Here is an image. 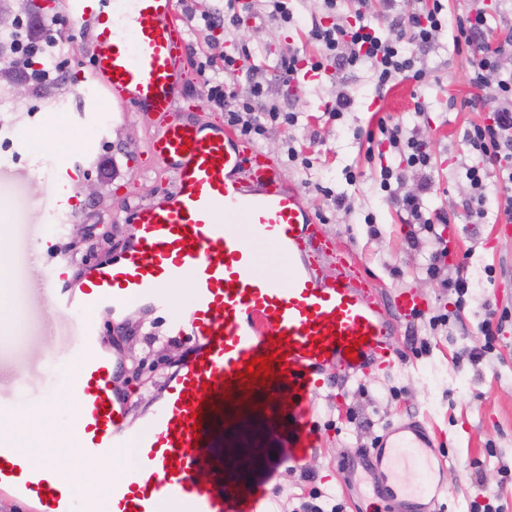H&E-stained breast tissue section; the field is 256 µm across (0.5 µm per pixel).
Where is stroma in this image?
Masks as SVG:
<instances>
[{"label": "stroma", "mask_w": 512, "mask_h": 512, "mask_svg": "<svg viewBox=\"0 0 512 512\" xmlns=\"http://www.w3.org/2000/svg\"><path fill=\"white\" fill-rule=\"evenodd\" d=\"M240 2L239 27L210 30L206 19L223 14L225 0H176L189 43L182 111L223 123L224 113L210 97L215 82L224 78L225 55L240 58L238 95L246 94L252 75L263 76L264 103L299 112V124L292 129L267 125L253 142L279 162L307 206L324 216L335 257L322 263V276H332L336 256H345L373 277L385 296L400 288L416 293L425 318L399 326L394 345L400 360L394 370L340 380L334 368L326 369L325 384L310 408L315 446L299 463L289 462L288 447L258 437L260 417L252 415L246 426L256 438L247 466L235 464L236 440L224 441L222 452L231 463L228 485L241 492L267 489L264 512L296 506L312 492L345 503L347 512H366V501L346 488L340 463L347 454L370 448L390 423L413 418L436 432L434 444L447 467L434 479L446 488L455 512H469L484 488L500 491L506 512H512V320L504 323L492 354L476 362L461 356L479 344L478 327L488 310L512 311V223L470 218L463 208L470 194L465 168L473 161L463 132L490 117L487 102L470 101L467 52L458 51L451 33H444L435 46L417 51L429 72L428 86L406 81L381 99L365 69H339L329 79L302 78L287 85L276 75L281 55L318 54L305 31L312 18L321 16V0H292L300 19L295 27L273 20L264 0ZM52 15L60 21L63 68L75 82L54 85L48 98L13 96L8 107H0V132L9 131L13 140L10 149L0 148V223L7 226L0 256L10 265L0 298L23 311L15 338L0 341V415H24L52 397L57 406L51 424L57 427L73 415L67 377L84 313L61 311L52 328H45L51 272L34 266V254L49 243L60 246L69 278L77 279L86 263L115 258L124 248L133 232L125 221L130 206L173 191L175 182L150 152L154 114L105 104L104 92L90 83L87 23L70 18L59 5ZM341 90L354 105L339 123L325 110ZM418 101L424 105L419 114L414 111ZM382 118L427 143L434 187L425 203L450 217L444 230L450 247L445 273L454 275L463 262L477 283L461 322L434 331L428 317L453 313L456 296L427 276V251L412 246L405 212L376 184L381 164L391 155L385 150L367 158V143L357 132L376 129ZM292 141L302 146L303 160H289ZM106 159L111 165L104 175L99 165ZM350 171L357 175L352 185L346 182ZM89 183L97 188L91 198L84 192ZM326 187L347 193L352 211L334 208L322 194ZM51 210L56 213L52 220L47 217ZM368 212L376 218L379 236H371L358 221ZM105 336L122 361L117 385L128 397L127 412L142 417L165 378L189 356L191 344L168 330L164 314L141 310L122 324H106ZM470 462L478 464L480 476L467 471Z\"/></svg>", "instance_id": "35a3bbf8"}]
</instances>
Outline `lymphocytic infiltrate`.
<instances>
[{
	"label": "lymphocytic infiltrate",
	"mask_w": 512,
	"mask_h": 512,
	"mask_svg": "<svg viewBox=\"0 0 512 512\" xmlns=\"http://www.w3.org/2000/svg\"><path fill=\"white\" fill-rule=\"evenodd\" d=\"M330 24L311 23L306 36L320 47L317 58L308 65L315 74H325L329 68H367L378 94H386L399 82L411 79L423 82L427 71L417 54L405 51L414 43L421 47L434 45L445 30H452L455 48L466 50L473 59L468 71V83L474 89L475 100L493 96L496 105L489 122L475 123L465 129L463 139L475 162L466 170L471 193L463 208L470 217L486 214L488 200H495L497 214L505 222H512V27L507 32L493 34L491 15L484 0H471L468 9L449 16L443 0H428L427 7L397 8L393 19L396 33L385 38L378 35L368 20L370 0H322ZM12 42L32 45L40 50L42 68L40 78L52 81L58 78L60 67L56 61L58 40L50 23L23 19L11 33ZM263 95L260 81H252L249 94L239 97L233 89L213 90L211 98L224 111L228 125L239 127L241 135L262 134L266 123L292 127L298 114L275 104L256 109L255 103ZM382 138L398 157V165L380 169L379 189L388 199L397 200L414 224L411 241L425 240L430 246L426 273L437 276L448 254V241L436 232L439 224L449 218L439 210L429 209L424 197L433 187L432 156L425 143L417 136L407 134L402 126L379 121L378 129L367 132V141ZM413 170L420 177L418 193L397 196L393 187L405 170Z\"/></svg>",
	"instance_id": "f902f5d3"
}]
</instances>
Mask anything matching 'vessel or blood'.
Here are the masks:
<instances>
[{"label":"vessel or blood","mask_w":512,"mask_h":512,"mask_svg":"<svg viewBox=\"0 0 512 512\" xmlns=\"http://www.w3.org/2000/svg\"><path fill=\"white\" fill-rule=\"evenodd\" d=\"M68 11L94 29L90 78L107 100L160 119L152 150L167 161L175 188L130 208L134 232L118 259L85 264L74 282L55 265L54 302L93 308L113 323L134 304L165 310L172 333L195 347L133 430L128 398L115 385L121 361L102 325L83 319L73 463L108 462L121 448L132 457L102 501L75 494L2 435L0 496L30 512H258L264 491L225 493L217 441L258 408L263 435L300 461L313 446L310 401L325 367L345 380L394 367L395 321L412 318L422 302L405 290L384 301L343 263L333 279L319 278L312 258L323 253L325 228L280 168L231 128L179 116L188 47L175 0H69ZM183 281L191 294L178 314L167 289ZM261 356L275 377L247 373L246 362ZM437 461L426 426L413 420L389 424L374 452L342 467L377 472L379 512H442L443 486L408 478L430 474Z\"/></svg>","instance_id":"vessel-or-blood-1"}]
</instances>
